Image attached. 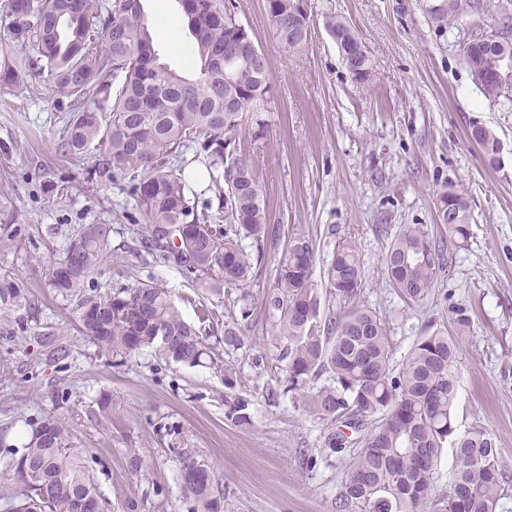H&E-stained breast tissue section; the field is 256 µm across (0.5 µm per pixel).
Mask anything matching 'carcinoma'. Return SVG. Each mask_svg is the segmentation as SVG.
Masks as SVG:
<instances>
[{
  "label": "carcinoma",
  "instance_id": "1",
  "mask_svg": "<svg viewBox=\"0 0 512 512\" xmlns=\"http://www.w3.org/2000/svg\"><path fill=\"white\" fill-rule=\"evenodd\" d=\"M193 40L185 77L160 62L143 0H6L8 23L0 40L20 57L0 67V86L23 89L29 73L47 74L56 92L70 100L71 115L62 129L61 147L76 160L98 153L99 164H113L131 184L130 193L146 224L139 228L140 248L133 252L155 263L180 268L198 287L219 295L237 292L241 316L250 317V288L256 286L262 251L243 246L280 238L270 224L264 192L249 159L229 151L243 116L266 99L270 84L267 57L258 62L238 52L247 37L238 26L235 4L226 0H179ZM290 0H265L276 39L298 51L307 46L282 23ZM478 9L473 0H443L429 8L441 24ZM497 43L463 47L473 82L492 73L502 56H512V19L505 16ZM237 101L224 111V64ZM121 87L112 91L115 80ZM115 97L106 118L89 103ZM487 164L500 165V142L485 126L470 130ZM194 149L209 168L223 169L213 180L222 206L212 213L185 193L174 165L184 150ZM438 217L448 240L467 241L470 205L453 189L439 195ZM107 230L81 227L65 256L48 269V285L62 295L82 288L109 254ZM444 246L422 224H407L383 254L388 285L406 301L429 295L442 268ZM315 251L309 236L289 231L277 259V278L267 297L280 311L275 344L283 345L284 391L311 389L324 374L333 384L305 397L307 408L356 433L336 508L346 512H422L441 502L444 512H496L504 491V472L492 434L482 428L459 431L456 407L460 387L455 336L470 327L462 307L453 309L455 334L429 331L413 342L394 366L386 325L361 298L364 269L356 241L345 238L333 250L323 277L338 306L320 320V298L313 280ZM22 281L0 275V310L22 302ZM79 332L101 354L124 358L150 348L162 359L196 367L218 364L184 320L171 291L148 281L119 287L109 297L80 295ZM251 402L225 399V416L239 426L251 424ZM451 451L448 495L437 494L438 467ZM36 473L25 483L23 469ZM185 492L195 512H220V492L213 468L193 459L183 463ZM109 512L93 477L73 448L67 429L51 412L44 415L23 452L0 465V499L11 512H75V500Z\"/></svg>",
  "mask_w": 512,
  "mask_h": 512
}]
</instances>
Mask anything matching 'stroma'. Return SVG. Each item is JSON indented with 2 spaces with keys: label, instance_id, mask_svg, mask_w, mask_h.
<instances>
[{
  "label": "stroma",
  "instance_id": "obj_1",
  "mask_svg": "<svg viewBox=\"0 0 512 512\" xmlns=\"http://www.w3.org/2000/svg\"><path fill=\"white\" fill-rule=\"evenodd\" d=\"M435 2L308 0L309 43L292 52L275 38L265 0H236L239 21L268 57L271 90L260 111L247 113L233 151L250 159L271 223L312 237L322 306L334 303L323 271L336 244L356 240L362 298L385 321L393 363L417 336L449 326L455 307L468 308L470 329L458 339L457 422L494 435L505 472L498 512H512V96L486 98L463 59L470 35L496 29L512 15V0H481L480 11L443 28L427 13ZM143 5L162 62L187 73L192 38L186 25H166L182 14L178 0ZM329 15L367 47L368 81L347 70L325 29ZM25 83L21 93L0 89V275L27 286L20 306L0 310V462L52 412L112 512H190L175 445L211 465L224 492L221 512H336L349 454L328 445L334 423L309 413L304 394L283 390L284 364L271 341L278 313L264 299L276 281L273 249H265L253 289L254 315L241 323L248 342L224 353L221 368L168 363L149 349L117 364L80 335L75 299L57 295L46 272L85 224L110 226L112 252L86 293L160 282L209 345L224 337L229 302L176 267L131 261L135 203L127 181L97 158L64 156L67 100L47 78ZM260 121L267 133L257 140ZM475 125L498 138L499 169L470 141ZM450 188L471 204L470 236L448 247L428 297L406 303L385 282L382 254L407 224L445 236L437 201ZM230 391L250 399L251 425L226 418Z\"/></svg>",
  "mask_w": 512,
  "mask_h": 512
}]
</instances>
